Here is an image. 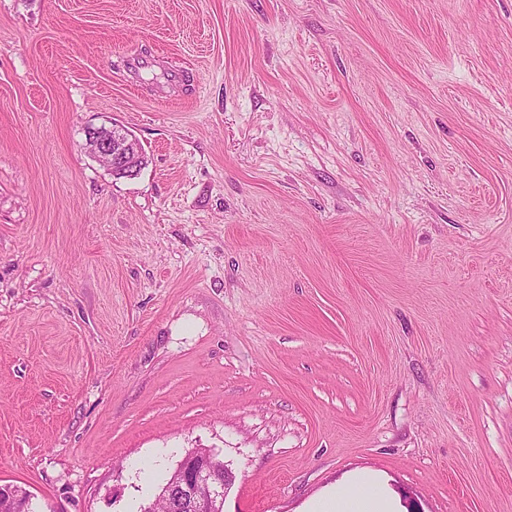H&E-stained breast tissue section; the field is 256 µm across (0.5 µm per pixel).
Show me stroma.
Returning <instances> with one entry per match:
<instances>
[{"instance_id":"obj_1","label":"stroma","mask_w":512,"mask_h":512,"mask_svg":"<svg viewBox=\"0 0 512 512\" xmlns=\"http://www.w3.org/2000/svg\"><path fill=\"white\" fill-rule=\"evenodd\" d=\"M195 448L224 512H512V0H0V484ZM83 149L106 165L113 175L134 176L145 161L141 145L114 123L110 127L89 128ZM368 483L336 489L312 503L308 512H398L394 498L387 493L368 489Z\"/></svg>"}]
</instances>
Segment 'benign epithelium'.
<instances>
[{
    "label": "benign epithelium",
    "instance_id": "7a95c632",
    "mask_svg": "<svg viewBox=\"0 0 512 512\" xmlns=\"http://www.w3.org/2000/svg\"><path fill=\"white\" fill-rule=\"evenodd\" d=\"M83 148L101 161L112 174L135 175L145 161L141 145L125 135L121 127L113 124L90 128L85 132ZM194 456L183 462V480L172 490L163 494L175 498L184 505V512H222L235 477L229 469L219 470L209 464L194 468Z\"/></svg>",
    "mask_w": 512,
    "mask_h": 512
}]
</instances>
